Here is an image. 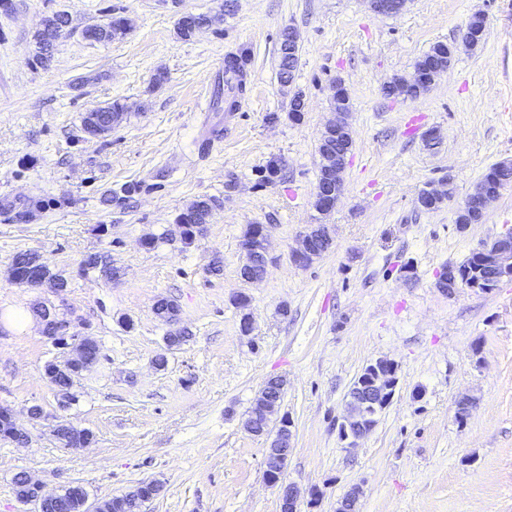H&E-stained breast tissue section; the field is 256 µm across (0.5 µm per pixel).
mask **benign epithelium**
I'll use <instances>...</instances> for the list:
<instances>
[{"mask_svg":"<svg viewBox=\"0 0 512 512\" xmlns=\"http://www.w3.org/2000/svg\"><path fill=\"white\" fill-rule=\"evenodd\" d=\"M405 5V0H372L374 11L382 14H396ZM473 47L471 37L467 31H462L461 41H452L448 50V62L434 70H415L410 80L418 94L428 91L451 67L457 55L459 45ZM348 113L336 111V119L329 122L321 134V138L330 136L353 138L352 128L347 121ZM321 165L329 175L330 188L325 189L322 184L316 185V209L322 215L332 211L340 196L344 192L343 173L345 165L337 154L326 153L321 156ZM448 182L440 181L420 192L418 204L424 210L431 209L438 200H445L450 192L446 190ZM497 200L488 189L486 180H481L466 198L465 208L476 215L487 213ZM178 242L183 248L191 247L197 236L201 235L200 226L187 224L181 220L178 223ZM325 235L331 236L329 225L312 224L298 239L296 247L291 250L292 262L300 267H306L321 257L326 250L314 245L315 239ZM480 259V266L476 269L468 265L450 266L446 275L440 278V287L448 293H453L459 287H466L481 292H491L504 280H512V228L499 235L491 242L483 244L476 250ZM44 322L43 337L50 340L58 348L67 350V359L64 365H54V370L63 371L62 377L72 382L80 376V371L95 360V345L91 338H81L74 334L77 321L74 319H58L44 308L40 314ZM366 378L351 385L348 392L346 408L340 423L343 440L347 446L354 448L358 442L365 438L376 426V422L369 421L368 411L386 409L392 402L398 385L397 368L387 359H377L365 367ZM271 447L279 449L277 480L269 484L279 485V502L286 503L288 512H298L303 491L294 483L285 484L282 476L288 466L292 448H290L292 432L290 427L271 433ZM21 496L36 502H44L50 495L44 492L43 486L24 476L21 485Z\"/></svg>","mask_w":512,"mask_h":512,"instance_id":"benign-epithelium-1","label":"benign epithelium"}]
</instances>
